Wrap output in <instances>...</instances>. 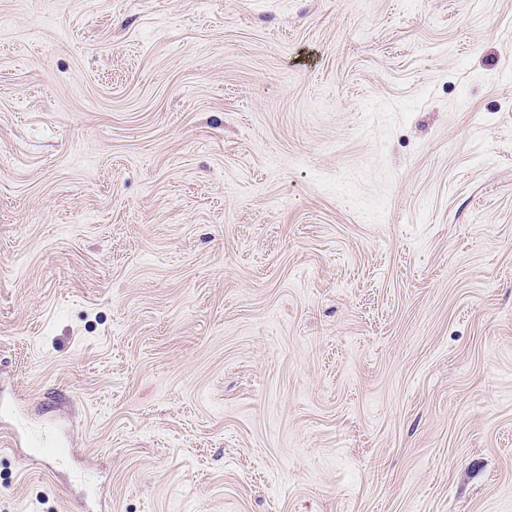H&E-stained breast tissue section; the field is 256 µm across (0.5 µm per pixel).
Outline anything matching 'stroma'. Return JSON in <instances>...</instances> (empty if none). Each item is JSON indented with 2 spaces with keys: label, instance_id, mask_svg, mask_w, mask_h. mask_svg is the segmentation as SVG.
Masks as SVG:
<instances>
[{
  "label": "stroma",
  "instance_id": "1",
  "mask_svg": "<svg viewBox=\"0 0 512 512\" xmlns=\"http://www.w3.org/2000/svg\"><path fill=\"white\" fill-rule=\"evenodd\" d=\"M0 512H512V0H0Z\"/></svg>",
  "mask_w": 512,
  "mask_h": 512
}]
</instances>
